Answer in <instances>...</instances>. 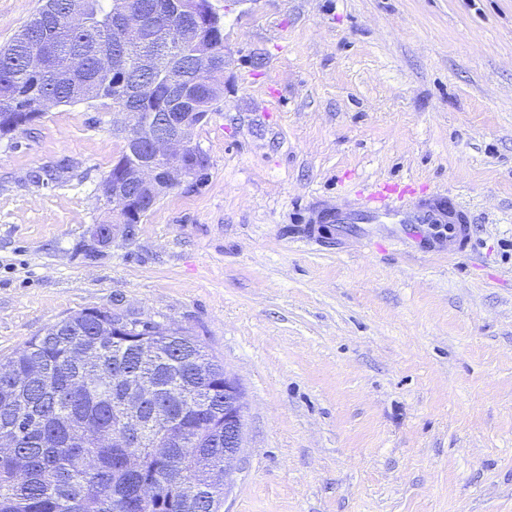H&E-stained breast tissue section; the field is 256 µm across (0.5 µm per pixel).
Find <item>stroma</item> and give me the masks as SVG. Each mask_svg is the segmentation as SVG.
Instances as JSON below:
<instances>
[{
	"label": "stroma",
	"instance_id": "1",
	"mask_svg": "<svg viewBox=\"0 0 512 512\" xmlns=\"http://www.w3.org/2000/svg\"><path fill=\"white\" fill-rule=\"evenodd\" d=\"M41 0H0V48ZM203 177L108 246L113 107L0 137V359L86 308L193 336L244 405L224 512H512V0H211ZM475 252L308 236L378 182Z\"/></svg>",
	"mask_w": 512,
	"mask_h": 512
}]
</instances>
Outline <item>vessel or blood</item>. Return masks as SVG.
Wrapping results in <instances>:
<instances>
[{
  "label": "vessel or blood",
  "mask_w": 512,
  "mask_h": 512,
  "mask_svg": "<svg viewBox=\"0 0 512 512\" xmlns=\"http://www.w3.org/2000/svg\"><path fill=\"white\" fill-rule=\"evenodd\" d=\"M318 221L335 225L340 237H369L386 225L390 242L398 246L415 241L451 257L473 250L468 207L445 194H415L408 185L380 184L356 209L326 211Z\"/></svg>",
  "instance_id": "obj_1"
}]
</instances>
